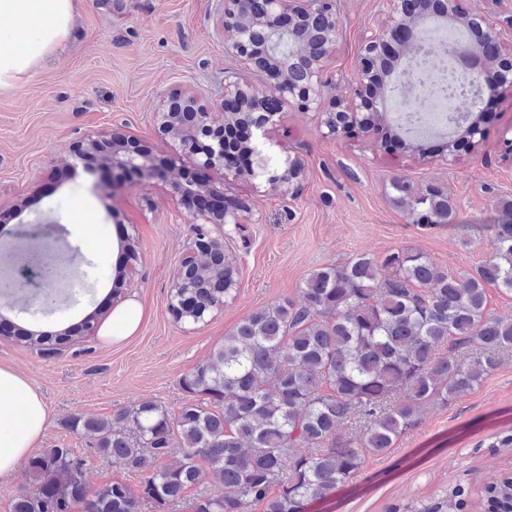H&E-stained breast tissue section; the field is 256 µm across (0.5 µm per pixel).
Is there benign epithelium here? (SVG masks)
Masks as SVG:
<instances>
[{"label":"benign epithelium","mask_w":512,"mask_h":512,"mask_svg":"<svg viewBox=\"0 0 512 512\" xmlns=\"http://www.w3.org/2000/svg\"><path fill=\"white\" fill-rule=\"evenodd\" d=\"M419 0H383L384 19L365 36L358 56L354 79L348 91L335 93L336 83L328 68L336 53L338 24L335 0H224L220 25L224 30L225 51L241 65V71L224 78V95L218 111L206 112L190 93L168 96L166 108L154 115L158 132L179 144V151L163 163L154 161L152 152L132 134L115 130L108 141L87 137L73 146V154L82 157L102 148L101 173L112 174V183L135 175L165 179L189 220L214 225V231L194 233L187 255L202 264L207 246L224 241V225L240 223V215L251 211L248 200L235 199L217 213L211 198L222 196L223 189L210 179L196 188L201 204L186 206L191 193L180 178L184 158L202 173L222 169L235 177H265V193L283 198L296 196L305 177L302 160L287 156L282 165L268 169L258 144L268 139L269 127L276 124L284 106L292 104L304 111L321 112L327 135L355 137L359 134H383L398 137L390 113L395 111V81L385 69V59L399 48V58L410 59L414 46L422 42L426 21L439 13L474 31L480 39L502 46L501 32L494 31L489 19L469 13L458 0H424L427 13L415 12ZM478 79L489 87L488 93L512 89V55L499 51V59L480 61ZM485 118L479 116L456 132L453 147L429 152L423 139L404 142L406 149L426 160L438 158L451 165L482 139ZM37 269L47 291L43 303L53 300V285L68 279L66 268L47 262L46 254L30 246L19 252L6 240L0 241V288L23 284L18 269Z\"/></svg>","instance_id":"1"}]
</instances>
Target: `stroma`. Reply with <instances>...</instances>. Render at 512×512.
<instances>
[{
  "mask_svg": "<svg viewBox=\"0 0 512 512\" xmlns=\"http://www.w3.org/2000/svg\"><path fill=\"white\" fill-rule=\"evenodd\" d=\"M67 43L43 58L14 86L0 89V214H11L5 233L49 217L51 245L67 238L87 278L78 296L60 294L43 309L26 290L0 298V314L15 326L58 333L101 305L118 263L114 245L130 235L139 260L122 284V300L144 305L137 331L119 342L95 335L59 345L46 357L0 335V366L21 371L50 410L40 448L66 445L86 465L89 487L140 477L96 456L87 438L66 426L74 415L109 418L141 399L178 408L181 379L205 363L225 334L257 308L296 298L306 278L326 264L341 265L359 253L382 256L410 248L457 274L490 255L487 239L471 232L461 244L457 230H424L394 206L387 190L397 177L447 186L462 223L492 222L512 200V90L499 103V119L475 151L452 166L381 148L373 138L324 136L319 113L288 106L266 142L264 154L278 164L300 156L305 179L293 198L256 192L241 178L229 194L249 199L260 223L243 222L225 239L224 251L239 267L234 298L198 324L176 321L168 308L172 280L192 237V225L172 197L168 182L132 178L115 186L86 170L72 155L75 142L122 128L167 153L154 114L174 92L194 90L216 108L224 76L237 70L226 54L219 25L224 0H76ZM339 36L328 74L347 88L363 36L382 18L381 0H336ZM72 172L54 184L57 166ZM21 216H14L17 205ZM512 430V352L475 391L448 406L424 408L416 428L385 456L367 459L339 492L312 503L308 512H389L394 505L432 497L449 480L466 477L473 494L467 512H481L484 481L512 472V448H490L495 435Z\"/></svg>",
  "mask_w": 512,
  "mask_h": 512,
  "instance_id": "35a3bbf8",
  "label": "stroma"
}]
</instances>
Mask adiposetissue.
Returning <instances> with one entry per match:
<instances>
[{
	"label": "adipose tissue",
	"mask_w": 512,
	"mask_h": 512,
	"mask_svg": "<svg viewBox=\"0 0 512 512\" xmlns=\"http://www.w3.org/2000/svg\"><path fill=\"white\" fill-rule=\"evenodd\" d=\"M75 0H0V20L23 17L33 21L20 45H0V87L12 86L66 39L74 18ZM19 403L17 423L0 427V476L11 475L18 463L37 448L49 417L40 393L20 374L0 368V405Z\"/></svg>",
	"instance_id": "adipose-tissue-1"
}]
</instances>
